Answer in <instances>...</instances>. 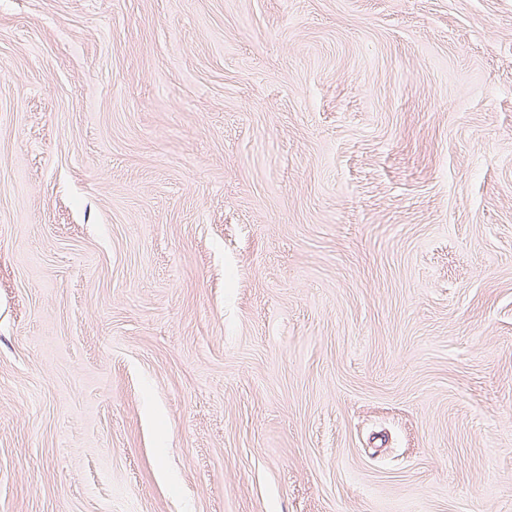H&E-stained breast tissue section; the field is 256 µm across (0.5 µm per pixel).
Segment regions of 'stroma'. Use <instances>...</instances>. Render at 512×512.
Here are the masks:
<instances>
[{"instance_id":"35a3bbf8","label":"stroma","mask_w":512,"mask_h":512,"mask_svg":"<svg viewBox=\"0 0 512 512\" xmlns=\"http://www.w3.org/2000/svg\"><path fill=\"white\" fill-rule=\"evenodd\" d=\"M0 512H512V0H0Z\"/></svg>"}]
</instances>
